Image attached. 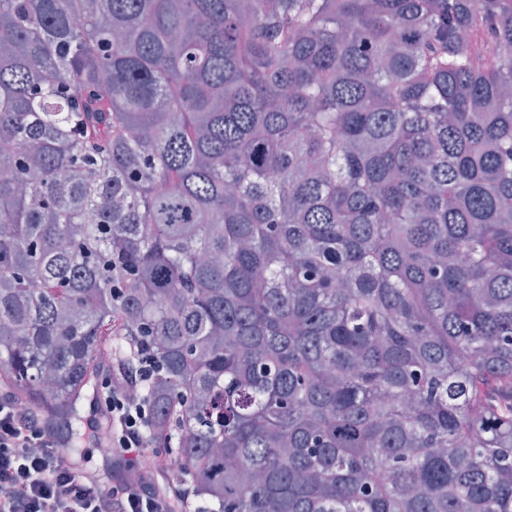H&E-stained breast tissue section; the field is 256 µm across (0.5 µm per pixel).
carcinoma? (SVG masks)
Instances as JSON below:
<instances>
[{
  "label": "carcinoma",
  "mask_w": 512,
  "mask_h": 512,
  "mask_svg": "<svg viewBox=\"0 0 512 512\" xmlns=\"http://www.w3.org/2000/svg\"><path fill=\"white\" fill-rule=\"evenodd\" d=\"M136 356L197 512H512V0H0V384Z\"/></svg>",
  "instance_id": "obj_1"
}]
</instances>
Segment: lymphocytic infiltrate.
<instances>
[{"instance_id":"1","label":"lymphocytic infiltrate","mask_w":512,"mask_h":512,"mask_svg":"<svg viewBox=\"0 0 512 512\" xmlns=\"http://www.w3.org/2000/svg\"><path fill=\"white\" fill-rule=\"evenodd\" d=\"M150 363L138 360L128 383L146 380ZM103 378L84 434L111 437V481L81 468L62 452L56 429L8 391H0V512H192L183 486L166 470L143 467L150 448L149 413L127 385Z\"/></svg>"}]
</instances>
